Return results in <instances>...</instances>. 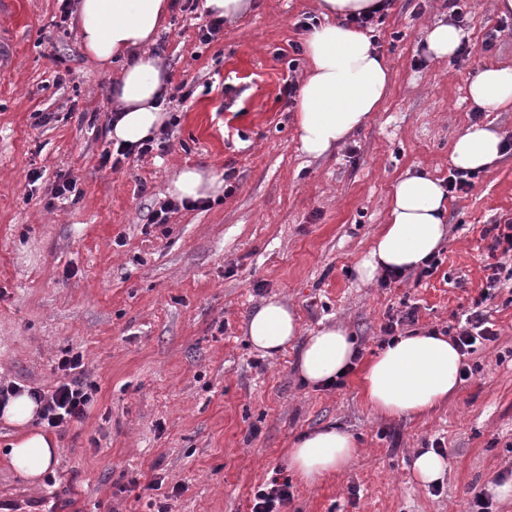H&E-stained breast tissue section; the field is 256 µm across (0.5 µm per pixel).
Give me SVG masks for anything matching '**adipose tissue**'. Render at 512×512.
Listing matches in <instances>:
<instances>
[{"label": "adipose tissue", "mask_w": 512, "mask_h": 512, "mask_svg": "<svg viewBox=\"0 0 512 512\" xmlns=\"http://www.w3.org/2000/svg\"><path fill=\"white\" fill-rule=\"evenodd\" d=\"M379 0H318L324 25L305 44L306 71L295 99L301 151L318 158L378 112L390 81V64L351 19L375 9ZM168 0H80L78 21L82 49L99 65L123 61L112 98L119 113L110 133L115 144H135L154 136L167 114L163 98L168 75L149 44L162 26ZM468 95L482 109L512 106V66L484 68L470 83ZM502 138L486 127H469L454 142L453 167L482 170L501 156ZM224 182L212 171L188 167L178 171L167 191L180 200L214 197ZM448 198L440 181L405 173L397 180L387 220L357 267L362 283L378 272L409 271L423 266L445 234ZM246 334L254 348L275 355L299 345L302 381L320 387L349 370L357 349L344 326L331 324L301 337L295 312L271 299L247 319ZM462 356L450 337L431 333L402 336L365 368L361 388L372 413L424 417L456 393ZM40 407L20 392L0 407V421L19 429L5 455L12 469L39 485L58 463L53 438L36 420ZM360 450L352 434L333 426L296 438L288 450V468L300 480L315 483L348 465Z\"/></svg>", "instance_id": "adipose-tissue-1"}]
</instances>
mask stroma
Wrapping results in <instances>:
<instances>
[{"label": "stroma", "mask_w": 512, "mask_h": 512, "mask_svg": "<svg viewBox=\"0 0 512 512\" xmlns=\"http://www.w3.org/2000/svg\"><path fill=\"white\" fill-rule=\"evenodd\" d=\"M61 2L15 0L0 20L16 42L0 71V379L52 388L73 349L97 393L84 423L52 430L59 462L40 487L0 461V512H156V478L169 512H251L258 487L287 474L293 439L327 425L356 435L360 455L315 484L292 479L288 512H467L488 482H511V282L487 307L497 340L466 356L473 374L429 416L373 415L360 375L389 317L416 309L397 328L406 335L471 312L493 262L484 231L512 221V151L449 196L433 275L411 270L383 288L362 284L357 266L403 174L447 182L455 139L477 123L512 141V110L481 112L468 97L483 68L512 65V15L468 0L471 54L435 59L426 31L450 22L445 0H392L366 29L390 64L389 94L315 159L299 149L288 87L306 68L292 50L309 35L301 21L325 22L317 0H252L207 44L206 9L171 0L159 58L170 86L193 95L159 149L115 171L100 155L120 68L84 56ZM187 166L234 169V193L148 224ZM60 171L76 181L65 200L51 194ZM273 297L303 335L347 325L358 359L341 386L307 387L295 350L268 358L250 346L245 322ZM419 448L451 460L439 492L414 474Z\"/></svg>", "instance_id": "35a3bbf8"}]
</instances>
